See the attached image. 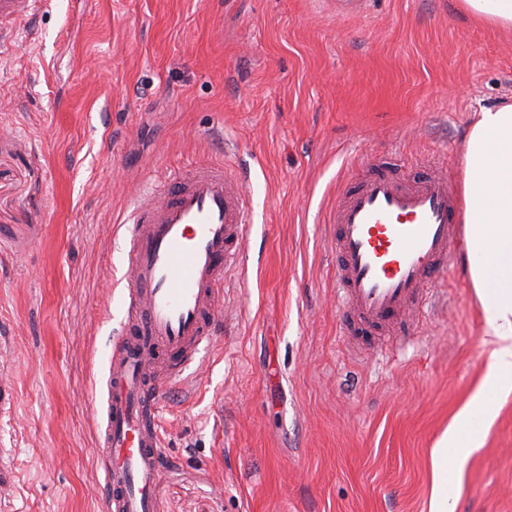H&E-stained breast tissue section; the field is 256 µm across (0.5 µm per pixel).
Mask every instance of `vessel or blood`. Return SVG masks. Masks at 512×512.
Here are the masks:
<instances>
[{
    "label": "vessel or blood",
    "instance_id": "1",
    "mask_svg": "<svg viewBox=\"0 0 512 512\" xmlns=\"http://www.w3.org/2000/svg\"><path fill=\"white\" fill-rule=\"evenodd\" d=\"M50 0H0V51ZM336 204L334 276L342 335L365 354L403 335L457 257L459 196L446 170L411 182L371 159ZM223 164L175 173L124 225L126 302L109 360L104 423L106 512H159L165 388L185 379L220 328L230 267L245 258L249 195Z\"/></svg>",
    "mask_w": 512,
    "mask_h": 512
}]
</instances>
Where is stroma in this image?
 Returning <instances> with one entry per match:
<instances>
[{
  "mask_svg": "<svg viewBox=\"0 0 512 512\" xmlns=\"http://www.w3.org/2000/svg\"><path fill=\"white\" fill-rule=\"evenodd\" d=\"M52 0L0 56V512H103L95 453L119 326L120 226L175 170L250 181L206 372L167 389L159 512H429L430 452L482 381L464 264L404 349L354 357L333 211L359 174L447 167L512 105V28L461 0ZM453 512H512V395L461 465Z\"/></svg>",
  "mask_w": 512,
  "mask_h": 512,
  "instance_id": "35a3bbf8",
  "label": "stroma"
}]
</instances>
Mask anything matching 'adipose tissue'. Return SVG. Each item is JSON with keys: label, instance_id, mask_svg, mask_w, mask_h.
Segmentation results:
<instances>
[{"label": "adipose tissue", "instance_id": "1", "mask_svg": "<svg viewBox=\"0 0 512 512\" xmlns=\"http://www.w3.org/2000/svg\"><path fill=\"white\" fill-rule=\"evenodd\" d=\"M462 216L469 280L484 312L486 375L432 450L430 512H451L462 450L478 447L512 394V106L480 113L464 141Z\"/></svg>", "mask_w": 512, "mask_h": 512}]
</instances>
